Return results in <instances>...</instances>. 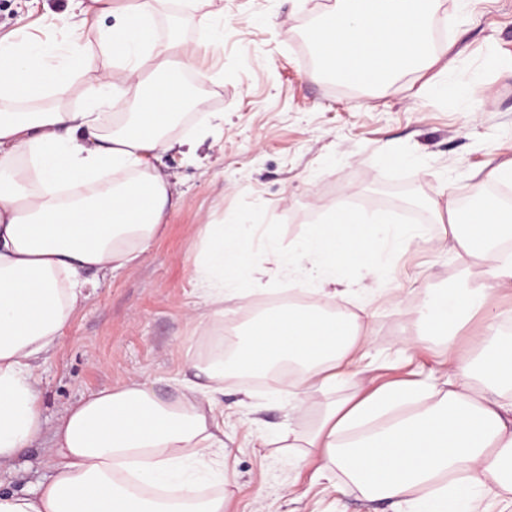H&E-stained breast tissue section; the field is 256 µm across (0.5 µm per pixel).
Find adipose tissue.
Listing matches in <instances>:
<instances>
[{
    "label": "adipose tissue",
    "instance_id": "1",
    "mask_svg": "<svg viewBox=\"0 0 512 512\" xmlns=\"http://www.w3.org/2000/svg\"><path fill=\"white\" fill-rule=\"evenodd\" d=\"M379 2L361 10L339 0L311 30L325 72L377 70L385 82L435 62L437 0ZM174 10L200 15L207 37L160 38L158 21ZM223 16L216 0H80L67 21L69 68L51 65L53 45L0 38V468L43 433L36 370L86 305V272L134 267L179 204L169 173L149 158L176 149L166 133L186 105L185 74L220 42ZM79 76L89 104L76 111L67 101ZM425 207L433 218L447 216L458 255L483 266L476 286L427 290L415 311L423 335L439 338L448 353L447 391L388 421L384 413L413 400L415 385L329 401L301 440L318 454L321 472H340L367 500L390 501L395 512H479L489 497L512 512V336L502 332L494 303L512 288V252L498 248L512 239V205L431 200ZM200 235L193 279L201 303L191 317L215 342L194 364L198 381L182 384L169 402L139 382L82 397L54 427L49 478L28 494L0 493V512H227L226 495L200 493L223 477L211 464L225 436L224 302L249 301L268 285L240 225L205 224ZM430 239L426 224L330 216L288 248L271 246L268 262L314 292L348 266L385 277L392 250ZM477 313L488 332L457 356L455 332ZM362 346L356 315L291 304L255 317L235 360L266 373L296 364L286 391L302 411L329 392L337 368Z\"/></svg>",
    "mask_w": 512,
    "mask_h": 512
}]
</instances>
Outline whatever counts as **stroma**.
Listing matches in <instances>:
<instances>
[{"mask_svg":"<svg viewBox=\"0 0 512 512\" xmlns=\"http://www.w3.org/2000/svg\"><path fill=\"white\" fill-rule=\"evenodd\" d=\"M221 45L199 57L187 83L195 105L169 132L197 141L207 112L224 115V134L197 141V163L175 151L160 154L180 195L162 234L135 268L100 278L91 301L78 309L39 370L42 411L48 423L81 396L136 379L158 396L178 395L177 381L193 377L199 333L187 318L198 300L193 268L200 227L242 224L253 239L255 266L266 264V242L288 246L320 214L346 198L358 209L397 213L412 209L411 195L445 201L470 190L494 194L489 169L512 159V0H438L430 35L440 53L426 70L348 94L335 79L311 80V28L336 0H222ZM73 0H0V35L21 29L58 49L64 65ZM482 99L467 97V89ZM449 244L420 243L398 251L390 278L351 267L352 287L335 309L360 317L365 345L342 366L317 408L294 412L274 397L266 380L224 379L227 415L224 456L231 481L230 512H392L354 488L336 491L343 475L317 477L298 467L287 449L260 447V432H303L319 405L370 393L394 383H417L418 402L448 370L441 342L406 346L416 336L414 311L426 289L464 287L481 271ZM250 303H224V343L245 332L250 318L281 297L307 298L287 279ZM50 468L42 449L24 452L16 471L0 474V490L26 492Z\"/></svg>","mask_w":512,"mask_h":512,"instance_id":"obj_1","label":"stroma"}]
</instances>
